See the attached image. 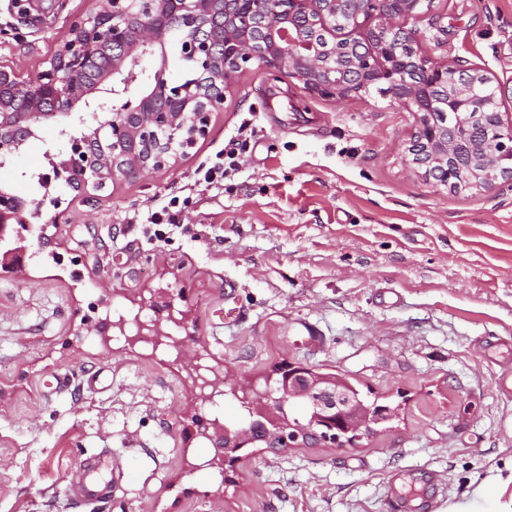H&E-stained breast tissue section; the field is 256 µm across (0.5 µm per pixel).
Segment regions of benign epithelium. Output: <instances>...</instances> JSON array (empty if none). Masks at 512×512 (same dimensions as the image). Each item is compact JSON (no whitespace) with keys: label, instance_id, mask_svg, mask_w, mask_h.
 Returning <instances> with one entry per match:
<instances>
[{"label":"benign epithelium","instance_id":"1","mask_svg":"<svg viewBox=\"0 0 512 512\" xmlns=\"http://www.w3.org/2000/svg\"><path fill=\"white\" fill-rule=\"evenodd\" d=\"M273 10L255 27L244 18L247 0H153L148 16L137 0H107V5L72 25L69 38L49 62V68L28 76L0 65V165L20 152L34 129L44 121L55 127L50 151L78 162L94 147L96 172L79 190H101L117 180L146 170L164 168L176 159L173 145L207 132L209 114L223 107L205 82L171 88L167 46L170 18L182 12L196 19V28L181 35L186 57L224 86L249 64L288 75L313 96L346 98L374 83L386 95L415 115V130L406 144L404 161L432 187L451 192L491 191L512 182V119L489 113L491 125H477L485 111L488 88L501 100L512 76L502 79L478 68H463L459 60H438L423 54L417 42L402 44L393 38L409 21L418 18L420 0H391L381 10L378 0H275ZM359 25L357 40L333 48L307 36L316 21L327 25V12L342 14ZM465 69V85L448 89V72ZM137 89L136 103L127 100ZM144 139L154 144L149 154L135 155L134 145ZM477 150L480 164L461 167L459 145ZM18 223L9 197L0 194V240ZM163 305L150 301L156 335L176 340L180 352L185 339L169 325L184 327L188 317L174 310L169 294ZM139 314L117 313L107 321L113 337L137 344L132 335ZM249 421L232 426L219 415L207 420L199 435L212 443L215 454L203 466L224 473V464L241 448L265 443L267 453L309 442L344 446L370 432L374 408L341 377L288 364L275 386L252 385L242 400ZM299 404L308 424L294 426L288 408Z\"/></svg>","mask_w":512,"mask_h":512}]
</instances>
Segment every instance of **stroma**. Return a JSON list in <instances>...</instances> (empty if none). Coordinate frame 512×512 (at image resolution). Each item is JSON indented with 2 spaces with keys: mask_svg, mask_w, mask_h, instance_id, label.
I'll return each mask as SVG.
<instances>
[{
  "mask_svg": "<svg viewBox=\"0 0 512 512\" xmlns=\"http://www.w3.org/2000/svg\"><path fill=\"white\" fill-rule=\"evenodd\" d=\"M0 0V64L45 69L97 0ZM419 48L512 76V0H432ZM255 133L223 189L195 182L242 123ZM414 117L370 94L313 98L251 64L170 167L77 191L51 177L42 125L0 187L28 204L22 271L0 272V512H81L84 459L112 483L93 512H387V480H445L434 512H512V184L451 193L403 153ZM48 174L40 186L38 173ZM187 199L192 234L131 218ZM189 314L186 349L232 378L283 362L348 379L396 407L359 445L243 450L235 482L199 469L213 414L161 353L97 335L105 308L157 293ZM102 372L109 385L89 386ZM70 374L68 390L48 381Z\"/></svg>",
  "mask_w": 512,
  "mask_h": 512,
  "instance_id": "35a3bbf8",
  "label": "stroma"
}]
</instances>
